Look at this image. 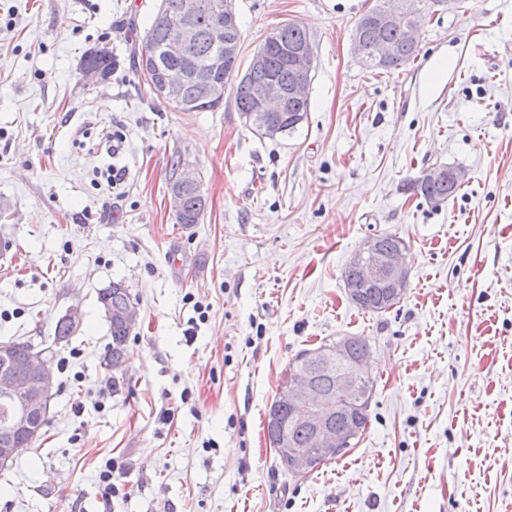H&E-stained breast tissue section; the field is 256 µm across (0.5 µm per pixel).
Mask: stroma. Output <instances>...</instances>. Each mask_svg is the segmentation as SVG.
Listing matches in <instances>:
<instances>
[{
  "mask_svg": "<svg viewBox=\"0 0 512 512\" xmlns=\"http://www.w3.org/2000/svg\"><path fill=\"white\" fill-rule=\"evenodd\" d=\"M376 3L236 0L242 63L290 22L314 46L307 118L272 140L232 88L204 112L151 92L135 62L158 0H0V342L43 350L57 377L43 435L0 471V512H512V0L428 14L392 71L353 48ZM102 46L116 66L87 84ZM177 157L206 200L190 228L168 192ZM433 164L468 172L438 206L404 188ZM386 232L410 285L371 314L342 271ZM117 281L140 320L115 370L98 296ZM344 336L370 345L369 422L292 476L269 405L300 350Z\"/></svg>",
  "mask_w": 512,
  "mask_h": 512,
  "instance_id": "stroma-1",
  "label": "stroma"
}]
</instances>
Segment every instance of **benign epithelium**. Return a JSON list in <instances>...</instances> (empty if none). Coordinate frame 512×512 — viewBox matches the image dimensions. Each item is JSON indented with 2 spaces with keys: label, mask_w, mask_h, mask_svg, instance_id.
Masks as SVG:
<instances>
[{
  "label": "benign epithelium",
  "mask_w": 512,
  "mask_h": 512,
  "mask_svg": "<svg viewBox=\"0 0 512 512\" xmlns=\"http://www.w3.org/2000/svg\"><path fill=\"white\" fill-rule=\"evenodd\" d=\"M200 10H212L222 21L211 31V39L218 47L211 71L224 67V60L238 56L239 25L234 0H192L191 8L176 29L161 43V57L143 61L152 91L180 107L185 106L183 88L187 81L202 79L205 73L167 69L160 63L178 62L192 57L197 43L194 15ZM421 14L416 0H381L368 12L369 19L380 28L394 24L405 28V41L417 40L418 19ZM398 53V46L380 40L374 49V59L380 63ZM313 44L297 45L289 51L291 80L282 85L276 80L254 88L256 115L261 122L263 137L274 139L284 131L278 113L288 111L292 101L309 97L314 70ZM429 181L451 179L463 184L468 173L463 168L452 171L432 167L425 172ZM200 185L199 173L191 165L181 163L177 177L169 184L175 215L183 212L187 189ZM405 246L377 248L374 239H368L350 261L356 275L346 283V291L353 302L363 301L364 288L379 285L383 293L378 307L394 308L406 296L409 269L404 255ZM16 346L0 343V400L9 405L6 416L0 420V467L13 462L18 446L12 436L21 435V445H29L39 438L42 423L48 418L54 396L55 375L51 366L42 360L43 352L31 347L22 358L15 357ZM305 366H291L282 378L275 401L290 410L293 418L309 431L308 446L297 448L288 437L285 427L275 417L267 418V425L277 431L275 453L292 474L304 477L320 465L334 460L352 447L358 437V414L364 408L367 394L362 383L372 374L368 357H352V337L306 350L300 358ZM336 368V398L329 399L312 385L308 367Z\"/></svg>",
  "instance_id": "obj_1"
}]
</instances>
